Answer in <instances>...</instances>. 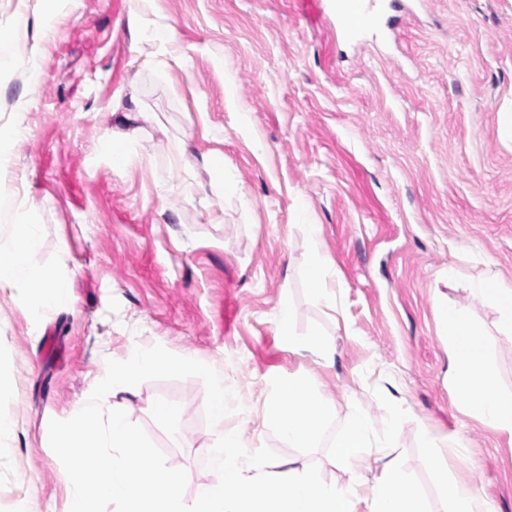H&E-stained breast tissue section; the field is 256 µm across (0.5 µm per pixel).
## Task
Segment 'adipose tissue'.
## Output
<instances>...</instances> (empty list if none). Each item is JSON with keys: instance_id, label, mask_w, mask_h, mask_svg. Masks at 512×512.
I'll return each instance as SVG.
<instances>
[{"instance_id": "adipose-tissue-1", "label": "adipose tissue", "mask_w": 512, "mask_h": 512, "mask_svg": "<svg viewBox=\"0 0 512 512\" xmlns=\"http://www.w3.org/2000/svg\"><path fill=\"white\" fill-rule=\"evenodd\" d=\"M304 233L310 247L306 272L314 296L324 304H331L328 289L330 261L321 242V227L305 224ZM41 243L38 225H12L6 241H0V288H14L26 294L32 310L44 311L57 307L70 297L72 279L66 273H51L31 264L30 257ZM471 293L491 300L496 307L500 331L512 335V282L495 277L474 280ZM452 343L451 368L458 389L467 398L470 412L491 429L512 435V395H504L498 388L495 361L478 339L480 329L459 306L448 307L443 313ZM277 325L282 342L288 351L307 353L326 362L332 357L329 345L320 337L297 338L291 327V310L281 307ZM329 403L315 392L309 381L291 377L277 384L276 392L266 405L264 420L296 445H309L320 436ZM368 444V426L360 415H351L333 445L338 462L353 472L366 469L364 450ZM379 473L365 496L367 512H424L422 500L412 492L405 477L389 451H379Z\"/></svg>"}]
</instances>
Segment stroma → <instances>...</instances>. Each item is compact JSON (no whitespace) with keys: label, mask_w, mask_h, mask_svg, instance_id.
<instances>
[{"label":"stroma","mask_w":512,"mask_h":512,"mask_svg":"<svg viewBox=\"0 0 512 512\" xmlns=\"http://www.w3.org/2000/svg\"><path fill=\"white\" fill-rule=\"evenodd\" d=\"M394 16L347 43L308 0H0V42L25 48L0 67V238L15 221L39 225L32 264L73 281L68 303L38 315L0 288V417L13 423L0 512H68L43 422L84 401L107 360L154 344L223 377L242 407L224 424L248 451L268 446L347 485L333 444L358 412L429 512H444L449 477L512 512V436L469 413L441 318L453 304L469 312L512 394V338L468 290L490 273L512 280V0H400ZM116 108L142 118L119 126ZM121 127L134 160L116 167ZM204 153L240 194L212 190ZM299 202L322 229L331 308L305 278ZM284 304L297 335L333 345L331 364L285 349ZM50 331L60 350L48 358ZM291 376L334 404L307 447L263 423ZM160 401L179 410L178 438L154 418ZM205 402L196 377L147 381L126 400L187 472L190 498L218 480ZM426 427L464 434L463 459L444 448L438 470Z\"/></svg>","instance_id":"obj_1"}]
</instances>
